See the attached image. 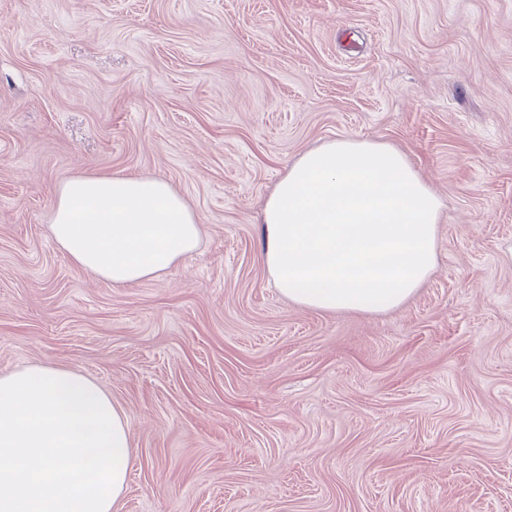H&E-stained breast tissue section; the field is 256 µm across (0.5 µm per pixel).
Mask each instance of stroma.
I'll return each instance as SVG.
<instances>
[{
	"label": "stroma",
	"instance_id": "stroma-1",
	"mask_svg": "<svg viewBox=\"0 0 512 512\" xmlns=\"http://www.w3.org/2000/svg\"><path fill=\"white\" fill-rule=\"evenodd\" d=\"M337 137L441 203L387 313L289 303L260 261L263 201ZM116 173L204 229L131 287L49 229ZM32 363L126 412L118 512H512V0H0V374Z\"/></svg>",
	"mask_w": 512,
	"mask_h": 512
}]
</instances>
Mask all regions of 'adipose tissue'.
Instances as JSON below:
<instances>
[{
  "label": "adipose tissue",
  "instance_id": "obj_1",
  "mask_svg": "<svg viewBox=\"0 0 512 512\" xmlns=\"http://www.w3.org/2000/svg\"><path fill=\"white\" fill-rule=\"evenodd\" d=\"M439 209L400 150L331 139L265 201L261 261L293 304L387 312L434 270ZM51 231L77 267L121 286L179 266L202 233L183 195L143 175L67 179ZM131 448L128 417L91 377L47 364L0 375V512H115Z\"/></svg>",
  "mask_w": 512,
  "mask_h": 512
}]
</instances>
